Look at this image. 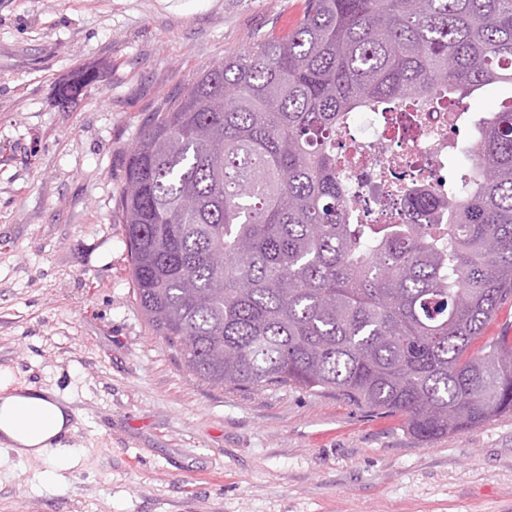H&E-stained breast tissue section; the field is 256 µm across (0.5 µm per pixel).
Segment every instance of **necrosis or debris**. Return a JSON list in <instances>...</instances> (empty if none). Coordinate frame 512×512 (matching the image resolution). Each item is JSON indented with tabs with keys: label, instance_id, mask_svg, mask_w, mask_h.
Listing matches in <instances>:
<instances>
[{
	"label": "necrosis or debris",
	"instance_id": "1",
	"mask_svg": "<svg viewBox=\"0 0 512 512\" xmlns=\"http://www.w3.org/2000/svg\"><path fill=\"white\" fill-rule=\"evenodd\" d=\"M461 103L441 100L428 110L364 112L343 137L345 177L359 197L363 224H425L414 201L436 194L448 171V150L458 145ZM400 185L401 196L390 195Z\"/></svg>",
	"mask_w": 512,
	"mask_h": 512
}]
</instances>
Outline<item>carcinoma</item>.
Returning <instances> with one entry per match:
<instances>
[{"label": "carcinoma", "instance_id": "obj_1", "mask_svg": "<svg viewBox=\"0 0 512 512\" xmlns=\"http://www.w3.org/2000/svg\"><path fill=\"white\" fill-rule=\"evenodd\" d=\"M512 85V0H308L153 113L118 201L152 330L218 387L334 392L429 440L512 412V104L456 149L442 224H356L360 112ZM502 324L512 326V298L498 308L493 317L487 322L481 336L472 343L470 350L477 351L498 336H502L500 331Z\"/></svg>", "mask_w": 512, "mask_h": 512}]
</instances>
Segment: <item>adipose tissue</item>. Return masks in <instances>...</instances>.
<instances>
[{
	"mask_svg": "<svg viewBox=\"0 0 512 512\" xmlns=\"http://www.w3.org/2000/svg\"><path fill=\"white\" fill-rule=\"evenodd\" d=\"M76 420L69 400L58 393L0 379V452L7 456L50 457L61 469L73 465L74 452L65 440Z\"/></svg>",
	"mask_w": 512,
	"mask_h": 512,
	"instance_id": "adipose-tissue-1",
	"label": "adipose tissue"
}]
</instances>
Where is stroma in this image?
Listing matches in <instances>:
<instances>
[{
	"mask_svg": "<svg viewBox=\"0 0 512 512\" xmlns=\"http://www.w3.org/2000/svg\"><path fill=\"white\" fill-rule=\"evenodd\" d=\"M306 4L0 0V371L71 399L81 457L0 461V512H512V412L424 441L333 393L212 388L134 298L117 203L146 120Z\"/></svg>",
	"mask_w": 512,
	"mask_h": 512,
	"instance_id": "stroma-1",
	"label": "stroma"
}]
</instances>
